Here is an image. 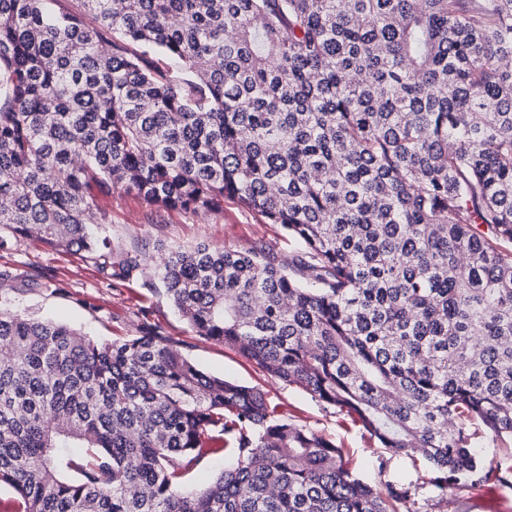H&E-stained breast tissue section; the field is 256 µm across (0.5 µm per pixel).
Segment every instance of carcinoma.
Segmentation results:
<instances>
[{
  "label": "carcinoma",
  "mask_w": 512,
  "mask_h": 512,
  "mask_svg": "<svg viewBox=\"0 0 512 512\" xmlns=\"http://www.w3.org/2000/svg\"><path fill=\"white\" fill-rule=\"evenodd\" d=\"M0 0V250L140 271L103 194L278 224L302 252L168 249L197 336L359 424L426 484L512 443V0ZM236 459L203 488L191 471ZM16 512H417L258 387L151 330L110 343L0 292Z\"/></svg>",
  "instance_id": "cac0c4a2"
}]
</instances>
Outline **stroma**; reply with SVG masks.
Returning <instances> with one entry per match:
<instances>
[{
  "label": "stroma",
  "mask_w": 512,
  "mask_h": 512,
  "mask_svg": "<svg viewBox=\"0 0 512 512\" xmlns=\"http://www.w3.org/2000/svg\"><path fill=\"white\" fill-rule=\"evenodd\" d=\"M102 204L112 212L107 227L111 242L139 256L143 275L114 281L89 256L56 252L38 240L24 239L17 248L0 251V269H12L18 281L32 285L31 290L15 295V309L107 341L155 331L203 371L261 388L289 422L307 426L348 449L363 481L406 484L428 478V466L420 455L398 456L377 447L359 425L335 409L323 407L300 388L271 378L237 351L196 336L154 275L161 249H187L200 243L264 250L273 253L277 262L295 264L297 248L279 225L259 223L232 203L225 204L219 214H193L151 208L129 192L103 197ZM478 453L485 466L497 472V479L450 490L444 505L420 494L419 512H512V452L503 443L483 437Z\"/></svg>",
  "instance_id": "obj_1"
}]
</instances>
